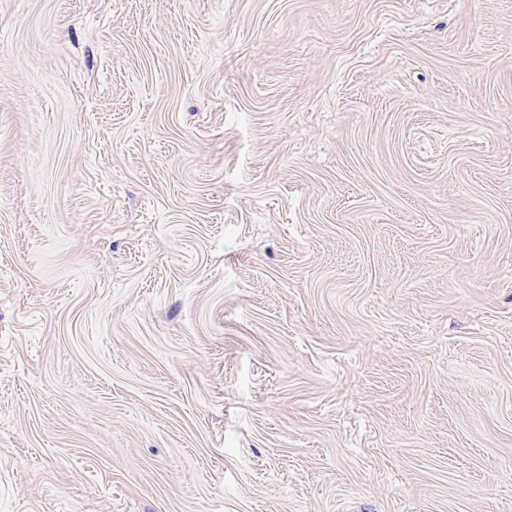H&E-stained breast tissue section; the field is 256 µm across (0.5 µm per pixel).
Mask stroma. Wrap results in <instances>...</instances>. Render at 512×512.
<instances>
[{"mask_svg": "<svg viewBox=\"0 0 512 512\" xmlns=\"http://www.w3.org/2000/svg\"><path fill=\"white\" fill-rule=\"evenodd\" d=\"M0 512H512V0H0Z\"/></svg>", "mask_w": 512, "mask_h": 512, "instance_id": "obj_1", "label": "stroma"}]
</instances>
